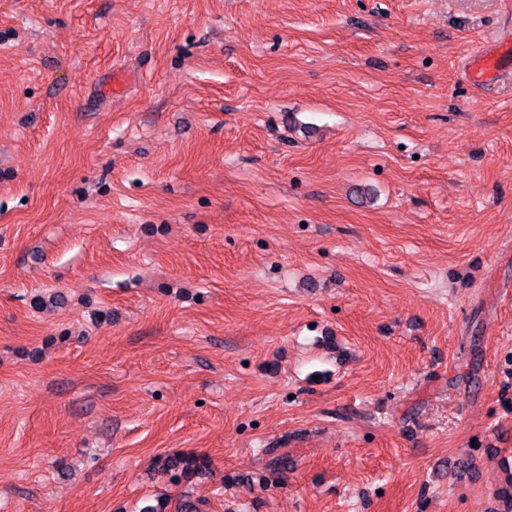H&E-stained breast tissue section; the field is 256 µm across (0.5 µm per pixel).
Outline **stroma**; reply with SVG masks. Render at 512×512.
<instances>
[{"label":"stroma","instance_id":"35a3bbf8","mask_svg":"<svg viewBox=\"0 0 512 512\" xmlns=\"http://www.w3.org/2000/svg\"><path fill=\"white\" fill-rule=\"evenodd\" d=\"M511 34L512 0H0V512H502L512 69L466 76ZM174 463L169 459L162 458L160 460L162 469L170 475L172 482L177 484L180 483L182 479L189 478L192 474L202 472L207 466V460L204 457L195 455H183ZM172 471H174V473H172Z\"/></svg>","mask_w":512,"mask_h":512}]
</instances>
